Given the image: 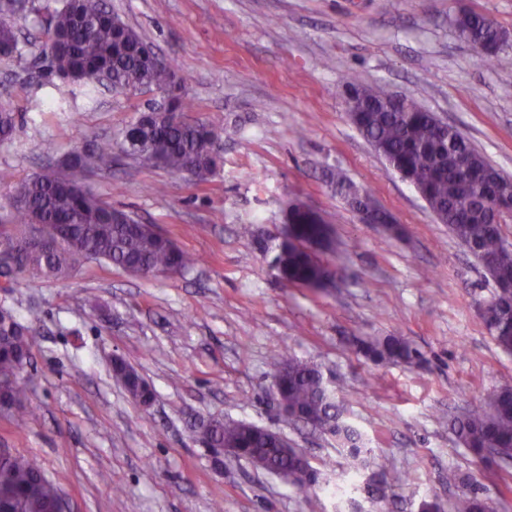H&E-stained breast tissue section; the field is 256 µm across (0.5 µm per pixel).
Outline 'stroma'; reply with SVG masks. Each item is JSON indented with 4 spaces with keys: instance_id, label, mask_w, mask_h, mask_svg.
Segmentation results:
<instances>
[{
    "instance_id": "35a3bbf8",
    "label": "stroma",
    "mask_w": 512,
    "mask_h": 512,
    "mask_svg": "<svg viewBox=\"0 0 512 512\" xmlns=\"http://www.w3.org/2000/svg\"><path fill=\"white\" fill-rule=\"evenodd\" d=\"M172 62L185 117L223 128L205 183L115 160L84 183L155 225L198 263L133 277L85 262L69 278L19 277L0 307L37 309L26 412L0 417V448L34 457L70 512H418L448 501L452 470L470 473L495 512H512V462L480 460L454 417L512 385V355L488 334L480 305L494 283L409 182L350 121L344 79L412 96L512 176V41L482 62L459 35V12L512 34V0H107ZM15 17L20 56L0 58V107L17 115L0 142V221L14 186L94 139H119L156 91L61 83L41 69L44 16ZM344 177L388 210L402 235L361 223ZM329 224L334 273L321 290L285 285L271 266L289 204ZM249 236H242V227ZM397 335L424 357L377 365L359 341ZM318 365L376 457L354 472L334 437L295 424L275 398L270 359ZM134 366L154 392L140 406L112 377ZM280 432L324 483L298 489L245 462L216 465L191 432L209 418ZM389 479L386 501L373 483Z\"/></svg>"
}]
</instances>
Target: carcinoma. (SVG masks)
Instances as JSON below:
<instances>
[{
    "instance_id": "1",
    "label": "carcinoma",
    "mask_w": 512,
    "mask_h": 512,
    "mask_svg": "<svg viewBox=\"0 0 512 512\" xmlns=\"http://www.w3.org/2000/svg\"><path fill=\"white\" fill-rule=\"evenodd\" d=\"M16 2L0 0V55L5 57L19 55L17 32L9 22L17 13ZM51 15L45 48L48 75L91 85L92 76L106 72L114 91L150 87L163 94L171 92L174 69L167 62L156 61L154 48L113 16L106 0H62V6ZM456 26L481 58L496 54L508 43L507 33L481 14L464 11L457 16ZM345 87L347 96L361 106L390 95L354 74L346 77ZM15 120V113L0 110V141L11 137ZM352 123L378 155L395 163L410 181L426 190L432 208L457 240L493 257L488 272L502 302L484 316V324L497 346L511 355L512 245L487 213L494 189L484 173L493 166L457 129L436 125L430 112L407 95L400 96L387 112H358ZM221 144V131L204 123L181 118L133 123L121 141L96 142L73 151L66 169H43L17 187L11 201V223L0 224V243L21 242L25 225L36 220L65 226L71 241L24 251L16 273L47 280L65 278L84 261L107 262L143 278L193 267L197 258L173 238L151 224L117 222L112 213L123 215L125 211L88 189L74 190L73 185L88 173L111 169L115 150L129 145L140 164L171 174L187 172L195 182L203 183L214 173ZM329 244L324 220L297 204L290 205L288 226L272 260L280 279L289 285L324 287L332 272L315 248ZM38 322L34 311L20 319L12 309L0 307V383H5L0 389V413L8 417L24 409L28 400L22 366ZM362 351L377 364L420 361V354L397 336L371 340ZM271 367L273 377L283 382L289 419L336 437L355 470L374 463L362 434L346 422L336 388L325 382L319 367L287 353L276 355ZM113 372L141 405L149 404L150 392L135 368L122 362L114 365ZM454 428L460 442L475 454L493 448L499 458L512 460V386L501 387L483 405L457 417ZM211 441L215 448L233 449L234 459L271 474L292 472L296 467V454L287 439L254 424L224 422L213 429ZM448 483L462 486V492L446 504L437 498L425 499L420 512H490L487 500L472 487L473 477L450 471ZM59 493L61 489L34 458L17 453L0 458V512H48Z\"/></svg>"
}]
</instances>
